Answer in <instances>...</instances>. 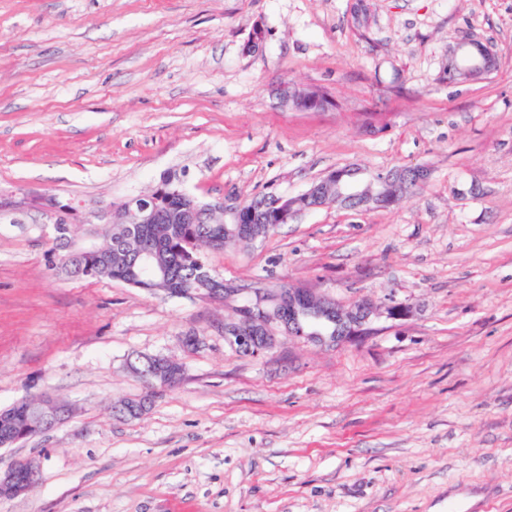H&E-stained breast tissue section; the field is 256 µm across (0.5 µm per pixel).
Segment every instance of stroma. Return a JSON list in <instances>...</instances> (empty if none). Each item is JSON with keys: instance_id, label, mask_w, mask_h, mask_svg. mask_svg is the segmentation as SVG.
<instances>
[{"instance_id": "1", "label": "stroma", "mask_w": 512, "mask_h": 512, "mask_svg": "<svg viewBox=\"0 0 512 512\" xmlns=\"http://www.w3.org/2000/svg\"><path fill=\"white\" fill-rule=\"evenodd\" d=\"M467 42L495 67L450 77ZM286 85L327 104L286 102ZM344 167L430 176L397 205L226 244L209 268L377 314L355 341L282 335L258 358L224 340L246 297L58 277L51 226L0 217V410L72 408L0 449L1 468L40 466L0 512H512V0H0L13 200L90 213L171 173L206 203L295 196ZM138 354L181 363L179 385L148 395ZM146 396L142 416L113 414Z\"/></svg>"}]
</instances>
